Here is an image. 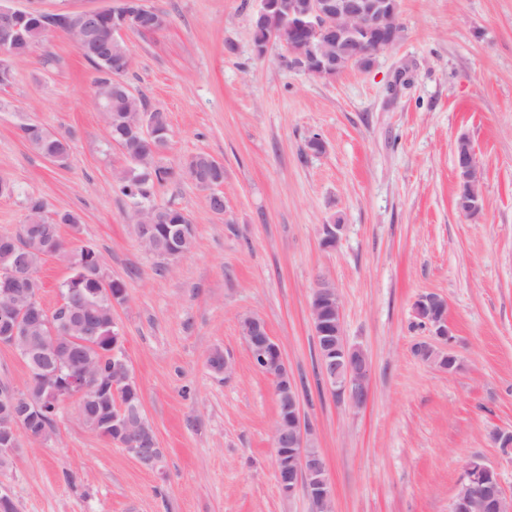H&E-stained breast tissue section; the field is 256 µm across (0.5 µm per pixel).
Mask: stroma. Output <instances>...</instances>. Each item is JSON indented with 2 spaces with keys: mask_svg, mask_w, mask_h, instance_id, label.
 <instances>
[{
  "mask_svg": "<svg viewBox=\"0 0 512 512\" xmlns=\"http://www.w3.org/2000/svg\"><path fill=\"white\" fill-rule=\"evenodd\" d=\"M167 26L127 33L120 80L165 112L161 155L176 167L206 153L224 165L226 215L184 177L155 186L183 209L190 252L164 261L138 242L117 188L129 166L94 101L97 74L52 31L0 86V233L44 200L67 245L91 243L127 301L112 314L164 450L162 472L89 430L73 406L53 439L14 457L0 481L17 512H314L304 489L283 496L274 469L272 379L241 332L266 321L299 388L336 512H449L466 464L512 458L489 441L512 430V0H401L402 40L367 68L334 79L295 72L286 52L252 50L260 0H147ZM37 123L70 144L57 165L23 139ZM320 135L324 150L305 148ZM467 138L483 170L484 206L458 212L454 147ZM342 223L334 249L325 227ZM342 301L344 331L371 360L370 397L353 410L320 381L308 315L317 277ZM448 302L460 370L413 353L428 337L413 303ZM234 363L214 374L208 355Z\"/></svg>",
  "mask_w": 512,
  "mask_h": 512,
  "instance_id": "stroma-1",
  "label": "stroma"
}]
</instances>
